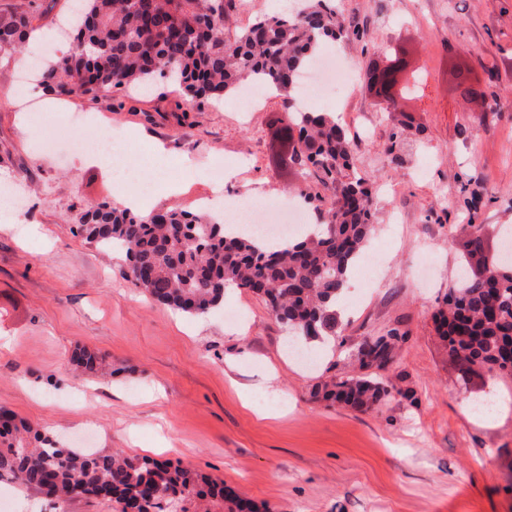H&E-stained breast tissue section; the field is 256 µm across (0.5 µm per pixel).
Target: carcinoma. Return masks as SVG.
<instances>
[{
    "instance_id": "carcinoma-1",
    "label": "carcinoma",
    "mask_w": 512,
    "mask_h": 512,
    "mask_svg": "<svg viewBox=\"0 0 512 512\" xmlns=\"http://www.w3.org/2000/svg\"><path fill=\"white\" fill-rule=\"evenodd\" d=\"M80 19L66 53L44 62L40 83L58 95L122 89L173 76L198 105L261 82L289 93L301 77L299 63L320 43L357 34L336 0H314L292 15H258L225 32L235 0H80ZM36 15L0 12V48L20 50ZM288 129L297 130L305 152L288 154V166L312 184L302 191L319 223L288 247L269 249L258 238L230 235L207 213L164 211L148 217L108 203L90 205L80 233L105 250L121 247L129 278L155 301L191 315L224 305L227 288L261 295L273 316L304 343L336 339V298L352 267L363 258L372 232L376 189L354 166L347 131L326 112H302L285 101ZM485 240L469 225L465 267L448 288L436 314L450 356L468 367L512 375V262L486 260L480 273L470 258ZM407 336L392 328L365 336L359 353L395 359ZM92 374L103 357L84 347L71 357ZM402 390L376 372L326 376L314 396L357 411L382 405ZM0 481L65 501L84 495L115 501L120 512H188L199 500L222 512H259L249 499L227 493L224 483L170 460L63 448L43 432L0 409Z\"/></svg>"
}]
</instances>
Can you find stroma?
<instances>
[{
    "mask_svg": "<svg viewBox=\"0 0 512 512\" xmlns=\"http://www.w3.org/2000/svg\"><path fill=\"white\" fill-rule=\"evenodd\" d=\"M339 5L361 30L332 49L354 75V162L379 189L364 260L374 280L349 284L342 343L313 364L288 358L284 328L253 292L228 289L222 310L199 316L150 299L123 254L78 232L88 205L115 203L111 169L72 147L40 148L84 113L140 151L136 178L158 185L152 210L285 203L298 179L277 155L281 95L265 93L251 112L236 93L198 107L159 81L73 95L38 121L7 97L17 69L0 62V185L23 198L20 211L0 209V407L68 446L180 462L260 512H512V376L451 358L434 322L464 253L457 226L481 225L490 241L512 228V0ZM397 52L418 84L390 113L367 73ZM457 64L483 98L461 96ZM217 161L220 186L206 174ZM391 328L408 337L387 372L402 395L369 413L312 398L327 364L345 370L363 337ZM78 345L105 355L101 373H73ZM0 512L117 505L4 482Z\"/></svg>",
    "mask_w": 512,
    "mask_h": 512,
    "instance_id": "stroma-1",
    "label": "stroma"
}]
</instances>
